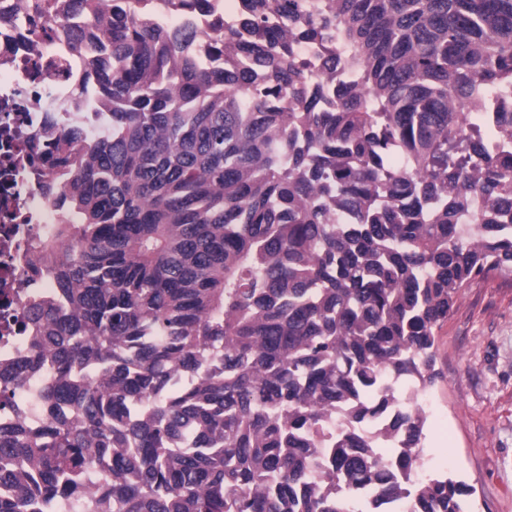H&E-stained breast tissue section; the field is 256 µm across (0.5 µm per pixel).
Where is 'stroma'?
<instances>
[{
	"label": "stroma",
	"mask_w": 512,
	"mask_h": 512,
	"mask_svg": "<svg viewBox=\"0 0 512 512\" xmlns=\"http://www.w3.org/2000/svg\"><path fill=\"white\" fill-rule=\"evenodd\" d=\"M424 453L471 486L468 512H512V280L464 288L436 339Z\"/></svg>",
	"instance_id": "stroma-1"
}]
</instances>
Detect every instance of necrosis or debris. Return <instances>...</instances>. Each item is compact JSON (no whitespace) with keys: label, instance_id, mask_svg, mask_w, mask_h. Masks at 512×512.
<instances>
[{"label":"necrosis or debris","instance_id":"4bbe7bcc","mask_svg":"<svg viewBox=\"0 0 512 512\" xmlns=\"http://www.w3.org/2000/svg\"><path fill=\"white\" fill-rule=\"evenodd\" d=\"M131 2L158 25L191 29L196 35L197 59L205 68L224 64L211 49L213 19L223 18L229 29L242 28V0H210L208 11L193 15L178 11L171 0ZM293 51L327 89L355 79L348 71L324 72L325 43L298 40ZM77 68L78 58L65 37L46 29L20 0H0V128L12 137L10 153L0 152V294L8 296L14 314L24 304L16 289L33 258L30 244L56 222L39 190L41 172L33 153L49 126H64L71 117L84 116L90 133L102 129L91 89L79 88L73 81Z\"/></svg>","mask_w":512,"mask_h":512}]
</instances>
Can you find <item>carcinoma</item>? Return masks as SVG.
<instances>
[{"label": "carcinoma", "mask_w": 512, "mask_h": 512, "mask_svg": "<svg viewBox=\"0 0 512 512\" xmlns=\"http://www.w3.org/2000/svg\"><path fill=\"white\" fill-rule=\"evenodd\" d=\"M35 0L69 32L106 112L34 155L59 211L0 366V512L76 495L99 512H466L472 488L415 483L427 417L384 375L435 380L463 288L512 277V0H244L205 70L194 33L119 0ZM283 18L273 32L269 12ZM349 48L325 107L297 38ZM261 77L244 102L238 85ZM405 165L399 167L394 160ZM224 347L220 362L209 348ZM47 363L44 423L18 393ZM190 374L189 386L174 384Z\"/></svg>", "instance_id": "1"}]
</instances>
